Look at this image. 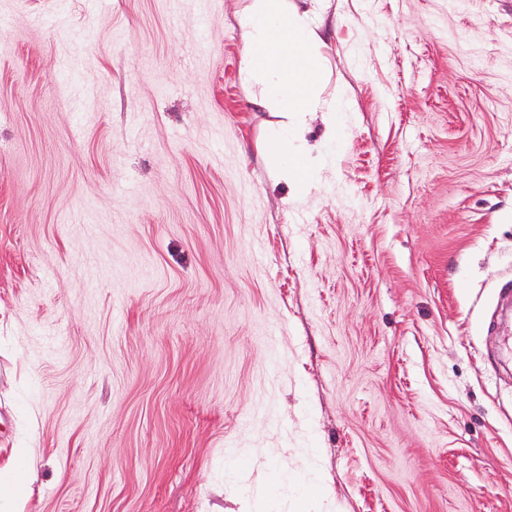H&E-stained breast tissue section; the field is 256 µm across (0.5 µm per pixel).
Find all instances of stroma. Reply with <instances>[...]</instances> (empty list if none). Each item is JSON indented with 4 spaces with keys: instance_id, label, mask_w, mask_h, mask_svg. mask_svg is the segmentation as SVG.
Returning a JSON list of instances; mask_svg holds the SVG:
<instances>
[{
    "instance_id": "obj_1",
    "label": "stroma",
    "mask_w": 512,
    "mask_h": 512,
    "mask_svg": "<svg viewBox=\"0 0 512 512\" xmlns=\"http://www.w3.org/2000/svg\"><path fill=\"white\" fill-rule=\"evenodd\" d=\"M249 2L0 0L22 512H512V0L316 5L301 192Z\"/></svg>"
}]
</instances>
